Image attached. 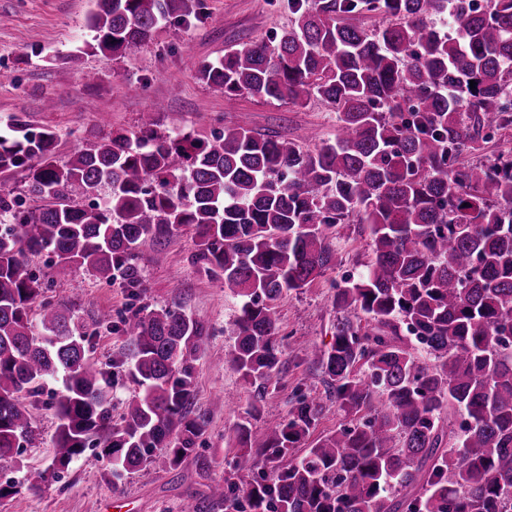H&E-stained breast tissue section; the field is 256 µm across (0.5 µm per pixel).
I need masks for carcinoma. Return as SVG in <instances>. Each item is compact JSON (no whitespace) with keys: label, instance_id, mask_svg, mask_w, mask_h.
<instances>
[{"label":"carcinoma","instance_id":"obj_1","mask_svg":"<svg viewBox=\"0 0 512 512\" xmlns=\"http://www.w3.org/2000/svg\"><path fill=\"white\" fill-rule=\"evenodd\" d=\"M270 42L229 48L198 72L224 93L336 112V139H281L237 125L209 137L109 131L62 159L25 116L0 135V461L16 463L51 410V475L100 448L115 479L160 451L191 457L208 419L188 417L209 336L178 304L138 309L126 345L91 360L94 333L47 295L33 258L90 270L136 296L139 242L183 228L194 261L239 302L227 363L263 395L282 383L277 301L338 262V227L371 253L332 288L330 347L311 348L326 399L296 387L286 418L238 422L230 475L185 512H512V151L475 162L512 125V0H291ZM200 0H94L84 47L118 61ZM382 19L367 30L344 17ZM475 87H470V81ZM139 392L115 420L109 388ZM62 376L59 391L47 379ZM333 434L300 447L331 410Z\"/></svg>","mask_w":512,"mask_h":512}]
</instances>
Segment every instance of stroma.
<instances>
[{
    "label": "stroma",
    "instance_id": "obj_1",
    "mask_svg": "<svg viewBox=\"0 0 512 512\" xmlns=\"http://www.w3.org/2000/svg\"><path fill=\"white\" fill-rule=\"evenodd\" d=\"M91 7V0H0V69L12 74L11 81L0 83L1 130L12 115L26 113L34 126L57 133L59 150L66 154L77 138L95 139L108 126L137 132L141 113L159 103V120L166 130L207 135L234 124L286 139L305 129L317 138L335 139L336 114L320 101L299 108L248 97L229 100L198 78L200 66L223 58L225 49L287 29L293 18L289 0H201L200 19L161 24L152 40L117 63L81 50ZM89 71L99 74L91 83L84 78ZM194 251L193 234L185 229L144 239L139 247L144 289L136 297L119 285L97 281L83 268L57 274L47 255L37 258L36 267L51 296L75 304L85 321L108 311L117 322L129 311L158 310L176 299L203 323L210 342L197 363L194 404L209 418L199 444L211 461L208 479L197 476L193 460L172 470L159 457L115 482L104 464L87 453L59 476L38 481L57 425L53 413L44 410L35 421L39 438L23 448L20 464L0 466V480L21 486L19 494L0 501V512H180L209 483L227 477L234 452L226 435L235 422L247 418L262 427L272 405L287 415L298 386L324 396L320 368L304 347L325 348L334 340L336 310L328 282L318 279L279 300L280 333L286 338L284 384L261 401L254 387L224 363L234 343L238 307L225 299L221 282L200 272L192 260ZM34 481L41 488L32 493L27 486Z\"/></svg>",
    "mask_w": 512,
    "mask_h": 512
}]
</instances>
